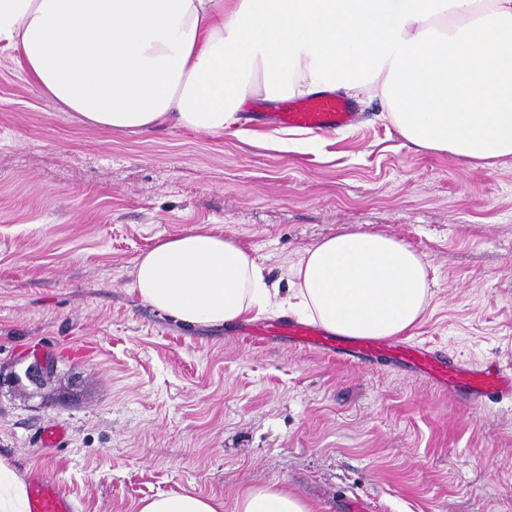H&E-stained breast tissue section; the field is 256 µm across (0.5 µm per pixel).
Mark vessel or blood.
Segmentation results:
<instances>
[{
	"mask_svg": "<svg viewBox=\"0 0 512 512\" xmlns=\"http://www.w3.org/2000/svg\"><path fill=\"white\" fill-rule=\"evenodd\" d=\"M273 126L320 134L354 125L358 114L352 103L333 92L285 99L275 111L265 113ZM245 341L285 338L305 348L339 360L372 366H396L429 380L435 387L471 402L495 397L512 399V372L493 363L474 365L446 350L401 338L350 337L334 334L313 322L283 318L244 328ZM29 512H76V504L57 481L43 471L29 478Z\"/></svg>",
	"mask_w": 512,
	"mask_h": 512,
	"instance_id": "1",
	"label": "vessel or blood"
}]
</instances>
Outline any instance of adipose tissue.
Wrapping results in <instances>:
<instances>
[{
    "label": "adipose tissue",
    "mask_w": 512,
    "mask_h": 512,
    "mask_svg": "<svg viewBox=\"0 0 512 512\" xmlns=\"http://www.w3.org/2000/svg\"><path fill=\"white\" fill-rule=\"evenodd\" d=\"M40 94L105 131L174 122L219 135L247 97L343 90L378 98L416 149L493 166L512 156V0H0V53ZM428 264L393 237L345 230L305 248L288 294L235 240L199 229L134 265L142 301L216 326L290 308L344 336L412 330ZM238 512H315L287 489H250ZM167 494L138 512H221Z\"/></svg>",
    "instance_id": "adipose-tissue-1"
}]
</instances>
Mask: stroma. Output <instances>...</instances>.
<instances>
[{
	"label": "stroma",
	"mask_w": 512,
	"mask_h": 512,
	"mask_svg": "<svg viewBox=\"0 0 512 512\" xmlns=\"http://www.w3.org/2000/svg\"><path fill=\"white\" fill-rule=\"evenodd\" d=\"M303 150L241 121L104 132L42 97L0 54V457L61 483L77 512H137L171 493L285 488L317 512H512V401L468 404L423 377L344 363L235 324L188 325L132 290L157 241L204 228L290 286L302 251L345 229L429 265L412 330L472 363L512 366V157L489 168L406 144L379 99ZM54 358L40 384L9 383ZM67 429L53 450L43 426Z\"/></svg>",
	"instance_id": "35a3bbf8"
}]
</instances>
